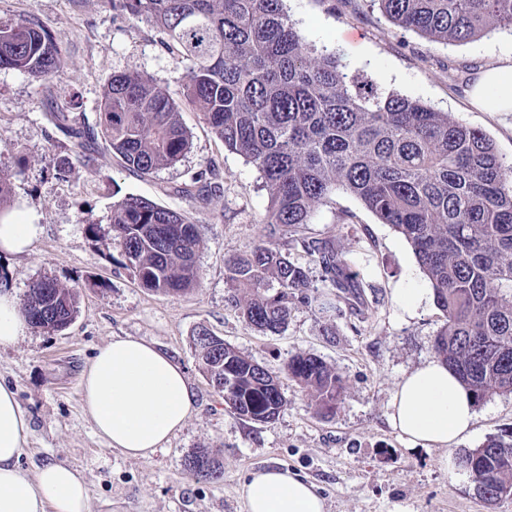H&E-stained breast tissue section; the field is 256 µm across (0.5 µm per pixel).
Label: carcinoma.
<instances>
[{
  "label": "carcinoma",
  "mask_w": 512,
  "mask_h": 512,
  "mask_svg": "<svg viewBox=\"0 0 512 512\" xmlns=\"http://www.w3.org/2000/svg\"><path fill=\"white\" fill-rule=\"evenodd\" d=\"M366 2L395 27L446 45L512 30V0ZM111 3L156 30L161 47L185 65L184 100L202 112L224 148L262 174L265 239L225 265L227 303L247 325L278 334L295 302L313 300L306 271L280 241L295 237L343 190L412 247L444 315L435 354L475 404L512 394V162L500 158L485 133L349 74L336 54L306 40L283 0ZM61 55L41 21L0 22V69L40 80L57 71ZM52 117L67 136H102L141 175L178 163L190 146L179 105L140 72L112 76L95 128L75 129L63 112ZM112 232L142 287L170 294L197 284L200 231L192 220L128 196L112 205ZM302 246L336 298L360 313L369 308L344 251L331 241ZM22 309L32 327L62 330L77 313L76 294L40 279ZM193 345L224 406L240 418L269 423L280 415L287 405L283 374L309 390L321 412L342 403L341 376L312 354L291 356L279 374L203 326ZM453 463L475 474V493L488 507L512 494V435L463 449ZM186 468L198 480L224 476L206 449Z\"/></svg>",
  "instance_id": "obj_1"
}]
</instances>
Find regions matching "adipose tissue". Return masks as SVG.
Segmentation results:
<instances>
[{
  "instance_id": "1",
  "label": "adipose tissue",
  "mask_w": 512,
  "mask_h": 512,
  "mask_svg": "<svg viewBox=\"0 0 512 512\" xmlns=\"http://www.w3.org/2000/svg\"><path fill=\"white\" fill-rule=\"evenodd\" d=\"M468 96L476 109L512 112V62L484 69ZM43 232L31 211L0 213V256L27 253ZM17 298L0 290V347L27 336ZM82 404L109 448L148 456L166 445L196 412L184 369L165 351L133 336H116L98 349L85 371ZM473 400L439 360L406 372L390 403L388 421L413 446L453 445L472 426ZM29 428L15 392L0 384V512H90L82 472L48 462L34 479L18 468ZM246 512H325L315 484L296 472L269 467L241 488Z\"/></svg>"
}]
</instances>
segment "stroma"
<instances>
[{"mask_svg":"<svg viewBox=\"0 0 512 512\" xmlns=\"http://www.w3.org/2000/svg\"><path fill=\"white\" fill-rule=\"evenodd\" d=\"M284 8L310 43L336 52L349 71L481 130L512 160V112L479 111L465 95L483 69L512 55V32L445 45L398 30L363 0H284ZM29 17L48 27L61 65L41 81L0 69V176L10 183L8 206L36 212L44 232L28 254L0 256V283L21 298L36 280L53 279L77 293L78 313L65 329L32 328L0 349V383L13 388L29 421L22 473L34 477L50 461L79 468L92 512H244L246 477L277 465L315 483L326 512H512V500L488 510L469 478L443 465L457 449L512 431V394L477 405L472 427L455 446H409L388 423L399 381L434 357L443 323L435 302L405 318L394 301V289L408 280L429 285L404 237L354 196L336 192L300 234L333 239L347 252L374 301L371 314L355 315L342 303L321 314L299 302L280 334L251 329L226 302L225 263L262 237L267 195L257 169L227 151L201 112L186 104L188 152L143 177L106 144H79L50 120L56 106L73 127L94 123L104 86L120 72L148 74L179 97L184 65L161 49L152 28L109 0H0V21ZM199 177L212 182V193L195 192ZM130 195L200 224L198 286L155 293L129 275L112 239L111 216L113 204ZM200 326L275 372L293 354L320 357L344 382L342 403L322 417L310 394L285 377L288 405L276 420L239 418L225 408L195 354L192 336ZM115 336H134L171 354L196 394V413L146 458L108 448L81 402L85 368ZM203 448L221 463L223 481L189 475L188 456Z\"/></svg>","mask_w":512,"mask_h":512,"instance_id":"35a3bbf8","label":"stroma"}]
</instances>
